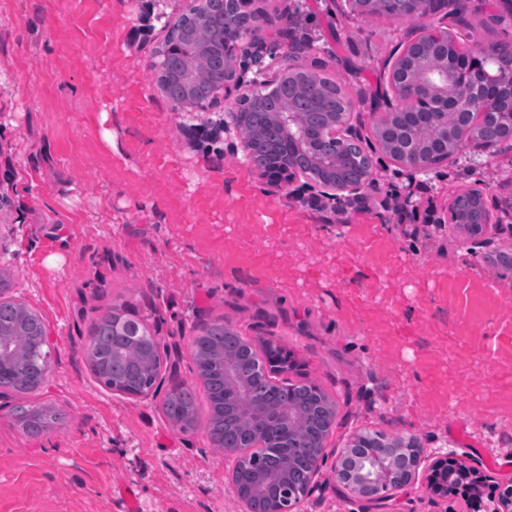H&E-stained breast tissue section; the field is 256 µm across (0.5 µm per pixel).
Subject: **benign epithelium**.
Wrapping results in <instances>:
<instances>
[{
    "instance_id": "1",
    "label": "benign epithelium",
    "mask_w": 512,
    "mask_h": 512,
    "mask_svg": "<svg viewBox=\"0 0 512 512\" xmlns=\"http://www.w3.org/2000/svg\"><path fill=\"white\" fill-rule=\"evenodd\" d=\"M408 10V15L426 19L448 5V13L459 22L466 21L469 0H395ZM210 5L214 12L224 5H239V0H186L180 16L188 23L184 39L157 53L151 62L162 77L179 68L185 76V90L174 101L179 112L205 110L224 100L244 98L248 102L265 104L272 100L275 82L258 83L246 79L248 65L242 60V47H259L270 31L279 27L280 16L256 13L248 25L224 41L219 37V50L224 57V78L209 84L205 94L195 90V81L202 80L206 71L203 54L210 51L209 31L201 9ZM499 44L491 41L476 52L461 50L453 37L439 49L436 31L408 30L385 64L389 90L375 101L374 112L379 119L374 130L377 150L391 157L408 175L423 173L435 166L457 162L467 153L494 156L503 146L512 148V67L504 66L498 58ZM344 109L325 118L310 121L287 101L275 104L269 112L272 127L280 137L267 140L266 147L272 162L257 170L270 175L269 187L278 192L298 182L317 196L366 201L378 190L373 159L363 147V134L358 123L356 102L347 97ZM433 115L444 127V136L436 141L426 139L420 119ZM246 113L232 107L225 112L224 130L241 131ZM473 205L461 210L449 206L448 223L464 236H475L490 224L500 223L488 207L485 193L475 189L470 193ZM484 213L487 223L480 228L471 226L470 211ZM54 342L47 330L41 331L33 356L41 362V381L46 384L52 369ZM14 354L11 345L0 339V390H5L4 376ZM241 451L225 449L241 461L249 449L256 447L253 433L245 429L239 436ZM336 478L350 493L357 492L358 481L365 474L348 458L336 464ZM280 463L271 464L263 489H230L241 512H263L260 499L264 494L279 492Z\"/></svg>"
}]
</instances>
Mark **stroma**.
<instances>
[{"mask_svg": "<svg viewBox=\"0 0 512 512\" xmlns=\"http://www.w3.org/2000/svg\"><path fill=\"white\" fill-rule=\"evenodd\" d=\"M288 17L248 78L271 76L291 47L364 102L406 29L351 14L347 0H262ZM182 0H0V273L11 300L44 318L58 350L47 386L0 400V512H239L232 460L210 442L207 410L171 424L165 394L204 389L190 355L216 319L251 340L274 337L336 402L320 487L300 512H491L512 479V250L508 232L479 242L441 225L460 193L512 191V154L408 177L374 154L379 190L363 204L310 207L270 193L235 132L215 147L185 136L223 106L174 111L148 61ZM151 12L150 27L140 17ZM471 48L512 39V15L471 0ZM409 187L417 216L384 206ZM429 236L408 238L424 218ZM148 323L168 351L158 394L99 385L85 361L92 322L112 303ZM52 405L66 419L39 436L10 412ZM363 431L414 438L484 475L479 497L442 496L420 469L406 493L369 501L334 466Z\"/></svg>", "mask_w": 512, "mask_h": 512, "instance_id": "35a3bbf8", "label": "stroma"}]
</instances>
